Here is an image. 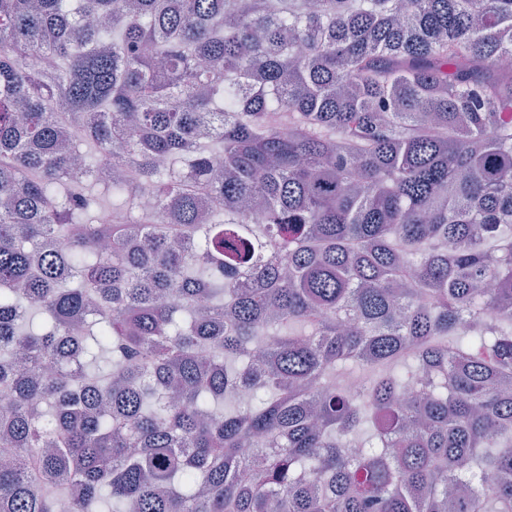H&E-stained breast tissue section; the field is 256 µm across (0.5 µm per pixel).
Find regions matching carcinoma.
<instances>
[{
	"label": "carcinoma",
	"mask_w": 512,
	"mask_h": 512,
	"mask_svg": "<svg viewBox=\"0 0 512 512\" xmlns=\"http://www.w3.org/2000/svg\"><path fill=\"white\" fill-rule=\"evenodd\" d=\"M0 389V512H512V0H0Z\"/></svg>",
	"instance_id": "cac0c4a2"
}]
</instances>
